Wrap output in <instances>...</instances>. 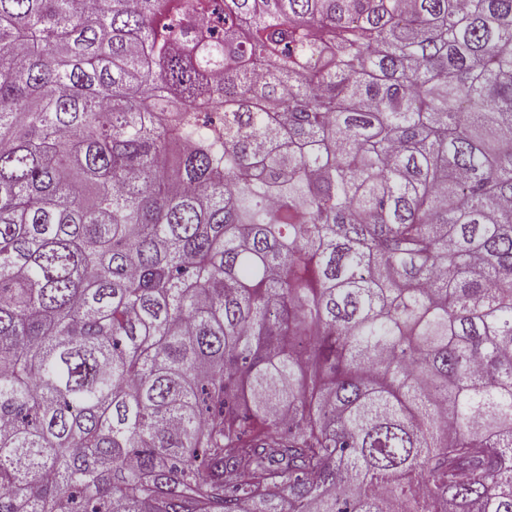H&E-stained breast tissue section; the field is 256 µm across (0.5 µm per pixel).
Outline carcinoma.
I'll return each instance as SVG.
<instances>
[{"mask_svg": "<svg viewBox=\"0 0 512 512\" xmlns=\"http://www.w3.org/2000/svg\"><path fill=\"white\" fill-rule=\"evenodd\" d=\"M0 0V512H512V0Z\"/></svg>", "mask_w": 512, "mask_h": 512, "instance_id": "1", "label": "carcinoma"}]
</instances>
